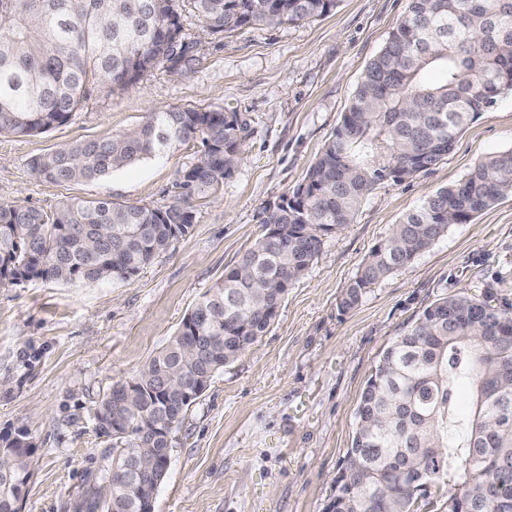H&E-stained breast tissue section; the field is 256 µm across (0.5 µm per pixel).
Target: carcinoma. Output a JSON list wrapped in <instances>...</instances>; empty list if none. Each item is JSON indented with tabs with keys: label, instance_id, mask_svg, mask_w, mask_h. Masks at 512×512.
<instances>
[{
	"label": "carcinoma",
	"instance_id": "carcinoma-1",
	"mask_svg": "<svg viewBox=\"0 0 512 512\" xmlns=\"http://www.w3.org/2000/svg\"><path fill=\"white\" fill-rule=\"evenodd\" d=\"M336 0H0V133L46 132L67 122L94 85L113 93L189 53L182 12L210 34L295 24L329 12ZM512 91V0H408L406 14L366 65L334 136L301 184L262 209V232L235 268L209 288L136 376L96 402L99 436L111 442L89 512H138L157 495L121 469L147 448H171L192 405L164 389L169 371L212 382L278 316L281 303L317 257L323 237L354 221L378 182L403 183L445 158L467 125ZM248 123L222 109L153 112L121 135L60 146L32 159L50 183L90 180L201 140L180 180L181 200L165 208L109 199L67 200L51 214L0 205V287L33 278L55 282L129 280L196 223L191 200L221 189L243 160ZM512 196V150L479 159L394 225L339 302L355 308L373 285L409 266L444 236ZM196 342L206 359L184 358ZM466 381L463 415L456 387ZM15 457L0 473V512H18L28 480L25 431L0 433ZM405 459L419 484L450 486L446 512H501L512 503V305L460 291L425 306L383 350L355 414L354 436L326 512H422L420 491L389 464Z\"/></svg>",
	"mask_w": 512,
	"mask_h": 512
}]
</instances>
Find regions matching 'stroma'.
Wrapping results in <instances>:
<instances>
[{
	"label": "stroma",
	"mask_w": 512,
	"mask_h": 512,
	"mask_svg": "<svg viewBox=\"0 0 512 512\" xmlns=\"http://www.w3.org/2000/svg\"><path fill=\"white\" fill-rule=\"evenodd\" d=\"M406 8L407 0H337L321 17L220 37L203 35L188 15L192 51L176 72H149L113 95L91 89L49 131L0 134V201L47 212L76 198L162 208L178 201L177 182L201 141L79 182L35 180L28 164L170 108H221L250 124L233 176L217 194L193 200V231L132 279L0 288V432L25 430L34 444L23 512H78L109 447L95 431L94 404L134 377L252 246L262 208L303 181ZM509 149L512 92L480 112L436 166L401 184L381 181L352 224L324 237L268 333L216 374L174 429L155 512H325L362 390L391 338L427 304L464 289L488 288L512 304V196L452 226L345 313L342 294L406 213L478 159Z\"/></svg>",
	"instance_id": "1"
}]
</instances>
